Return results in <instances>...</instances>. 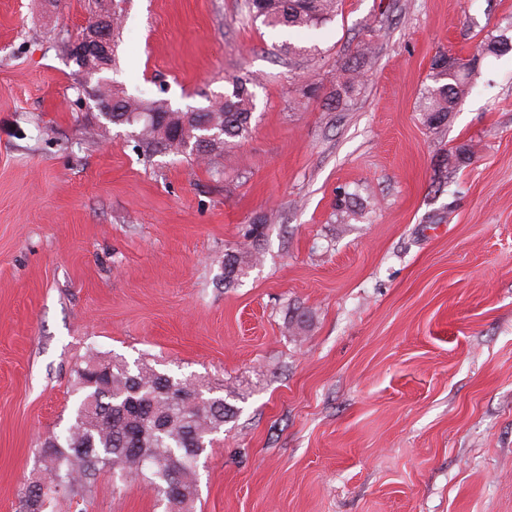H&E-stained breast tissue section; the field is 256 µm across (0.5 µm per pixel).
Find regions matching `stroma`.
Here are the masks:
<instances>
[{
	"label": "stroma",
	"mask_w": 512,
	"mask_h": 512,
	"mask_svg": "<svg viewBox=\"0 0 512 512\" xmlns=\"http://www.w3.org/2000/svg\"><path fill=\"white\" fill-rule=\"evenodd\" d=\"M91 6L0 0V512L92 351L236 406L192 512H512V52L444 125L418 110L434 56L512 26V0H343L294 35L243 0H118L115 88L187 111L256 76L252 134L207 164L145 153L78 93ZM259 222L260 262L225 284ZM53 512L164 505L105 469ZM374 51L373 48L364 44L357 50L356 56L349 59L340 68L342 81H339L336 89V103L339 104L344 98H350L361 89V74L368 64H370Z\"/></svg>",
	"instance_id": "35a3bbf8"
}]
</instances>
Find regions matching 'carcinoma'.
<instances>
[{
    "label": "carcinoma",
    "mask_w": 512,
    "mask_h": 512,
    "mask_svg": "<svg viewBox=\"0 0 512 512\" xmlns=\"http://www.w3.org/2000/svg\"><path fill=\"white\" fill-rule=\"evenodd\" d=\"M249 13L272 28L290 32L317 30L332 21L341 0H245ZM512 35H488L476 45V62L456 64L445 52L432 61L419 101L424 123L434 128L448 120L458 101L471 90L479 60L502 55L501 45ZM374 51L364 44L340 68L342 81L336 101L360 90L363 70ZM248 76L230 82L231 89L207 107L178 112L165 104H147L122 95L108 84L98 85V97L112 103L108 120L137 128L148 150L171 153L189 151L201 158L225 152L251 131L255 110ZM212 125L219 138L200 145L204 126ZM253 254L236 251L225 255L224 279L238 277ZM79 394L74 418L59 434L44 439L38 448L46 476L27 484L21 492V512H46L58 492L73 493L108 468L127 477L142 478L152 490H161L168 512H190L198 495L197 460L212 445L213 435L235 414L222 398H204L192 377L173 378L145 362L92 354L76 371Z\"/></svg>",
    "instance_id": "1"
}]
</instances>
